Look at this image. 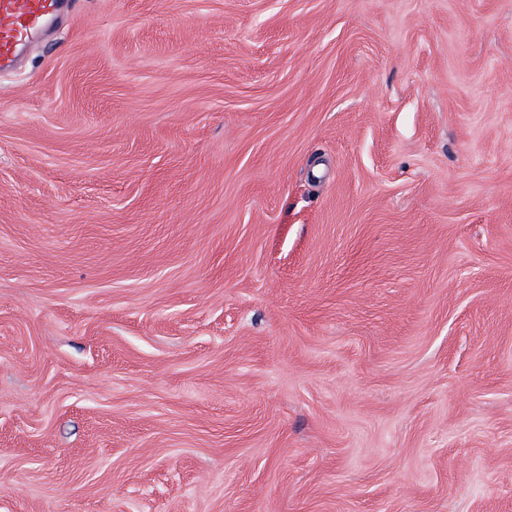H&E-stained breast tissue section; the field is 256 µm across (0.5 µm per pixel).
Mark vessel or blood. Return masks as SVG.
<instances>
[{
	"instance_id": "b4317fda",
	"label": "vessel or blood",
	"mask_w": 512,
	"mask_h": 512,
	"mask_svg": "<svg viewBox=\"0 0 512 512\" xmlns=\"http://www.w3.org/2000/svg\"><path fill=\"white\" fill-rule=\"evenodd\" d=\"M66 0H0V62L57 16Z\"/></svg>"
}]
</instances>
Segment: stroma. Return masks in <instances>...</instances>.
<instances>
[{
  "label": "stroma",
  "mask_w": 512,
  "mask_h": 512,
  "mask_svg": "<svg viewBox=\"0 0 512 512\" xmlns=\"http://www.w3.org/2000/svg\"><path fill=\"white\" fill-rule=\"evenodd\" d=\"M0 512H512V0H68L0 71Z\"/></svg>",
  "instance_id": "obj_1"
}]
</instances>
